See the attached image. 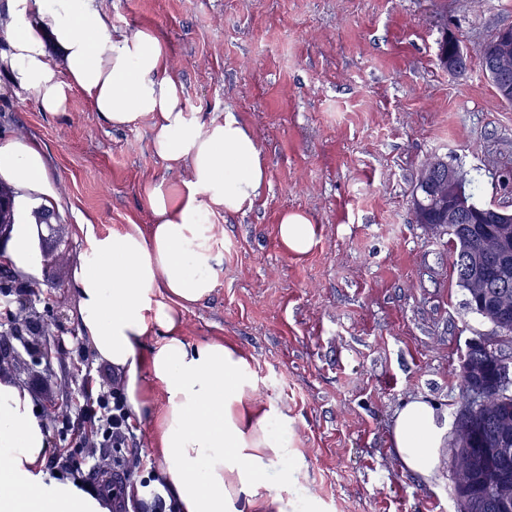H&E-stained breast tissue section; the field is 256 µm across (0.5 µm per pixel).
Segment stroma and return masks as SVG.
<instances>
[{
	"label": "stroma",
	"instance_id": "1",
	"mask_svg": "<svg viewBox=\"0 0 512 512\" xmlns=\"http://www.w3.org/2000/svg\"><path fill=\"white\" fill-rule=\"evenodd\" d=\"M113 34L157 28L168 74L203 120L233 115L258 143L267 179L252 206L211 217L224 230L217 283L182 312V336L221 340L249 361L256 395L280 417L296 459L265 483L285 512H456L450 453L410 473L392 437L398 410L422 399L452 423L467 339L490 333L451 268L445 228L418 223L411 192L440 157L478 180V199L512 208V105L478 50L512 26V0H97ZM468 52L452 74L444 37ZM44 111L0 62V140L38 141L58 198L59 260L42 299L67 313L58 364L76 419L87 370L101 369L77 320L74 272L91 237L152 222L150 183L175 188L152 146L153 117L108 125L77 88ZM310 216L318 243L283 250L284 213Z\"/></svg>",
	"mask_w": 512,
	"mask_h": 512
}]
</instances>
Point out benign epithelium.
Segmentation results:
<instances>
[{
    "label": "benign epithelium",
    "mask_w": 512,
    "mask_h": 512,
    "mask_svg": "<svg viewBox=\"0 0 512 512\" xmlns=\"http://www.w3.org/2000/svg\"><path fill=\"white\" fill-rule=\"evenodd\" d=\"M494 53L484 61V73L495 86L498 97L512 99V74L507 63L512 60V27L499 29L492 37ZM445 69L451 73L464 70L468 54L456 40H451ZM438 202L443 224L455 225L461 236L475 230L478 214L469 204L464 188V176L448 169V187L438 191ZM35 224L31 225L34 251L40 256L42 270L47 271L58 256L45 249L44 230L53 229L55 211L36 208L32 211ZM491 231L486 233L483 245L469 251L472 269L470 279V306L479 312L494 313V331L488 336L468 340L461 355L459 370L469 378L459 403V411L468 415L483 414L496 405L492 392L501 393L512 386V359L503 352V346L512 341L508 328L512 326V309L507 299H497L486 293L480 272L487 262L502 269L512 267V211L504 209ZM19 225L15 206V192L0 183V258L4 257ZM22 293L10 299L9 322L0 327V379H17L26 374L56 384L57 392L68 398V381H59L54 375L53 363L42 359V352L54 349L53 356L65 351L63 315L48 318L38 311L41 283L35 277L23 281ZM453 441L457 455L452 463V483L457 512H468L476 485L494 490L501 499V509L512 512V448L500 443L496 448H472L470 433L453 426Z\"/></svg>",
    "instance_id": "7a95c632"
}]
</instances>
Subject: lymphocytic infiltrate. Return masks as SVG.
I'll return each mask as SVG.
<instances>
[{"label": "lymphocytic infiltrate", "instance_id": "f902f5d3", "mask_svg": "<svg viewBox=\"0 0 512 512\" xmlns=\"http://www.w3.org/2000/svg\"><path fill=\"white\" fill-rule=\"evenodd\" d=\"M84 402L85 425L79 432L87 448L84 459L77 462L71 450L59 451L49 461L50 470L57 472L59 479L72 480L89 495L111 496L115 512H126L130 506L135 512H179L176 502L160 492H152L146 501L127 492L132 476L128 461L138 457L140 450L137 426L124 397L104 390L90 375L84 383ZM106 452L112 455V470L102 473L95 466L96 456Z\"/></svg>", "mask_w": 512, "mask_h": 512}]
</instances>
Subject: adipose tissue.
Wrapping results in <instances>:
<instances>
[{
	"label": "adipose tissue",
	"instance_id": "adipose-tissue-1",
	"mask_svg": "<svg viewBox=\"0 0 512 512\" xmlns=\"http://www.w3.org/2000/svg\"><path fill=\"white\" fill-rule=\"evenodd\" d=\"M0 6L13 77L45 111H64L65 88L75 86L112 126L153 117L156 154L190 168L178 189L146 185L141 202L153 217L149 231L134 226L93 239L73 280L82 334L100 362L124 372L132 414L151 418L158 475L180 512H238L242 497L259 512H281L279 497L261 491L262 471L274 462L288 475L295 459L276 430L277 416L255 400L249 362L224 342L190 344L181 335L182 310L207 300L216 285L223 230L210 217L252 205L267 177L260 147L233 115L205 122L186 110L157 30L113 36L95 0ZM0 181L17 191L22 221L0 262L23 276L38 274L28 226L34 208L57 202L41 145L0 141ZM278 232L295 255L317 243V227L302 213L284 214ZM154 334L158 342L144 349ZM444 432L429 402L402 407L393 444L411 473L433 475ZM48 450L49 433L27 390L0 381V512H109L72 481L48 475Z\"/></svg>",
	"mask_w": 512,
	"mask_h": 512
}]
</instances>
